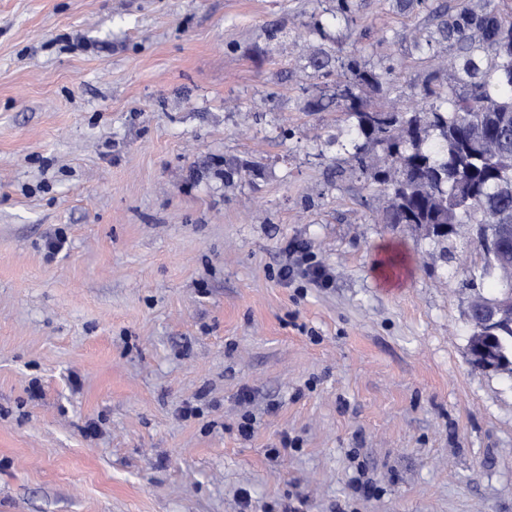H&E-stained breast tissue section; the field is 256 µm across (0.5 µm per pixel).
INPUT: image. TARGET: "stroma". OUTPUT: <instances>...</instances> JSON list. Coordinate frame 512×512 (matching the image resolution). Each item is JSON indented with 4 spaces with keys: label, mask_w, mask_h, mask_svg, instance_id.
I'll return each instance as SVG.
<instances>
[{
    "label": "stroma",
    "mask_w": 512,
    "mask_h": 512,
    "mask_svg": "<svg viewBox=\"0 0 512 512\" xmlns=\"http://www.w3.org/2000/svg\"><path fill=\"white\" fill-rule=\"evenodd\" d=\"M453 3L0 0V512H512L477 253L378 223L308 63L447 89ZM293 241L329 287L280 282ZM467 357L475 368L489 373L507 374V356L499 347L496 336H475L470 329Z\"/></svg>",
    "instance_id": "stroma-1"
}]
</instances>
